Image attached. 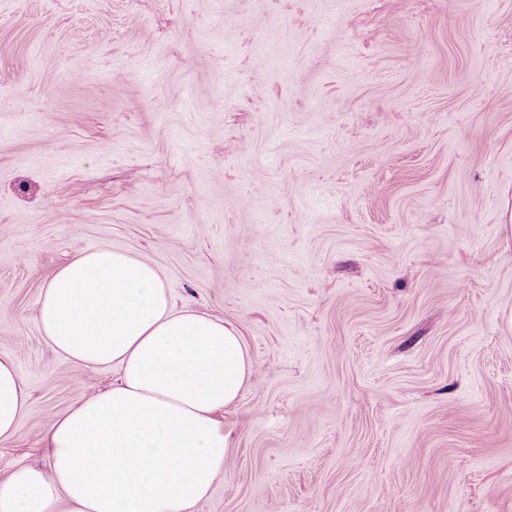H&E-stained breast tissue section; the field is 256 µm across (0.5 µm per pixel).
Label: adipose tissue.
<instances>
[{
  "mask_svg": "<svg viewBox=\"0 0 512 512\" xmlns=\"http://www.w3.org/2000/svg\"><path fill=\"white\" fill-rule=\"evenodd\" d=\"M38 319L57 353L118 377L52 422L44 465L0 483V512H192L224 469L219 416L254 375L238 330L176 308L152 264L108 248L55 273ZM28 406L17 360L0 354V442Z\"/></svg>",
  "mask_w": 512,
  "mask_h": 512,
  "instance_id": "1",
  "label": "adipose tissue"
}]
</instances>
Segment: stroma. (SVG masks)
<instances>
[{
	"mask_svg": "<svg viewBox=\"0 0 512 512\" xmlns=\"http://www.w3.org/2000/svg\"><path fill=\"white\" fill-rule=\"evenodd\" d=\"M512 0H0V481L111 385L42 338L152 263L255 374L193 512H512ZM28 406V383L17 360L0 354V442L14 438Z\"/></svg>",
	"mask_w": 512,
	"mask_h": 512,
	"instance_id": "obj_1",
	"label": "stroma"
}]
</instances>
